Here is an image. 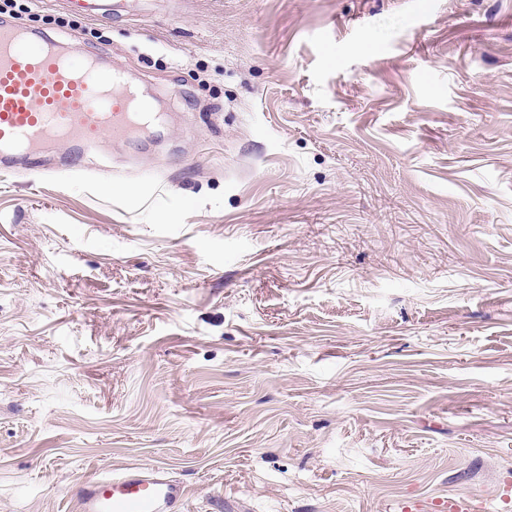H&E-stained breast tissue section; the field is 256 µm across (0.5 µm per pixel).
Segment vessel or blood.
Instances as JSON below:
<instances>
[{
	"mask_svg": "<svg viewBox=\"0 0 512 512\" xmlns=\"http://www.w3.org/2000/svg\"><path fill=\"white\" fill-rule=\"evenodd\" d=\"M167 119L98 55L0 19V169L53 173L98 153L105 136L137 140ZM189 495L162 466L108 467L70 489L79 512H186Z\"/></svg>",
	"mask_w": 512,
	"mask_h": 512,
	"instance_id": "obj_1",
	"label": "vessel or blood"
}]
</instances>
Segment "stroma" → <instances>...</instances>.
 Instances as JSON below:
<instances>
[{
  "instance_id": "1",
  "label": "stroma",
  "mask_w": 512,
  "mask_h": 512,
  "mask_svg": "<svg viewBox=\"0 0 512 512\" xmlns=\"http://www.w3.org/2000/svg\"><path fill=\"white\" fill-rule=\"evenodd\" d=\"M24 23L163 101L0 171V512L160 465L187 512L512 480V0H148Z\"/></svg>"
}]
</instances>
